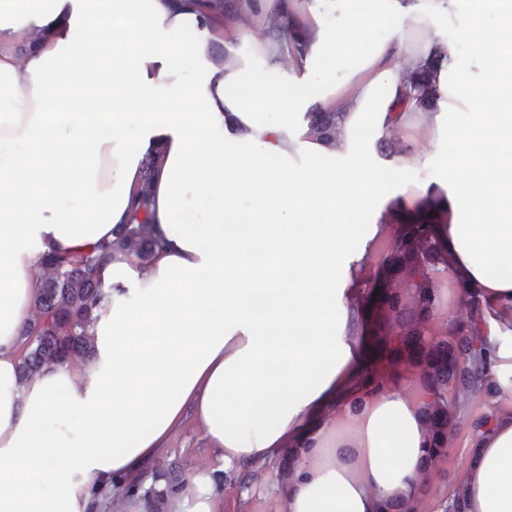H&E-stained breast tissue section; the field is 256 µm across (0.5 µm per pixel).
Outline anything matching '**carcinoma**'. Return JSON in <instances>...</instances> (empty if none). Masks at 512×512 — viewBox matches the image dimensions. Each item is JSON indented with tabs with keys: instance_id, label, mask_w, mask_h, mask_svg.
<instances>
[{
	"instance_id": "cac0c4a2",
	"label": "carcinoma",
	"mask_w": 512,
	"mask_h": 512,
	"mask_svg": "<svg viewBox=\"0 0 512 512\" xmlns=\"http://www.w3.org/2000/svg\"><path fill=\"white\" fill-rule=\"evenodd\" d=\"M225 0H203L201 13L214 25L224 23ZM441 99L437 72L422 67L404 79L400 106L432 110ZM310 132L328 140L336 133V114L308 112ZM155 159L148 155L142 167V183L132 205L131 223L120 227L111 240L87 253L48 254L39 259L41 285L33 300L35 318L26 337L18 373L27 379L45 367L63 365L74 356H92L89 328L95 308L109 298L97 269L112 253L131 249L148 264L162 242L149 230L151 184ZM445 197L428 195L422 206L406 216L390 218L393 228L387 255L371 273L363 302L374 317V334L392 357L390 366L372 373V390L396 387L401 372H414L423 383L429 401L423 417L428 448L427 464L419 469L417 483L427 485L434 465L445 456L455 420L466 402L481 394L498 392L493 378L495 357L487 336V306L473 288L456 281L462 315L441 332L434 329L439 284L448 272V253L439 245L436 224L442 220ZM299 452L288 450L279 462V476L292 475ZM153 486L127 482L124 493L144 491L149 512H169L170 500L181 489V475L174 463L154 468Z\"/></svg>"
}]
</instances>
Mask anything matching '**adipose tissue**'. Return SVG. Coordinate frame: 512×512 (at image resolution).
Wrapping results in <instances>:
<instances>
[{"label": "adipose tissue", "instance_id": "adipose-tissue-1", "mask_svg": "<svg viewBox=\"0 0 512 512\" xmlns=\"http://www.w3.org/2000/svg\"><path fill=\"white\" fill-rule=\"evenodd\" d=\"M195 2L0 0V512H104L117 479H142L188 417L212 475L267 474L287 512L412 499L422 392L350 406L374 348L358 299L411 160L371 172L368 132L410 126L457 144L440 242L449 278L493 309L500 408L463 475L466 512H512V0H379L343 36L323 26L336 0H227L212 29ZM462 11L492 111L451 126L400 110L399 65L444 47L401 20ZM296 20L315 34L302 53L287 38ZM372 24L384 34L368 46L358 33ZM248 42L251 61L238 54ZM313 110L335 113L334 139L310 134ZM148 154L162 249L145 267L123 251L101 269L110 298L94 312L93 360L19 380L38 257L113 238ZM296 444L294 475L275 477Z\"/></svg>", "mask_w": 512, "mask_h": 512}]
</instances>
